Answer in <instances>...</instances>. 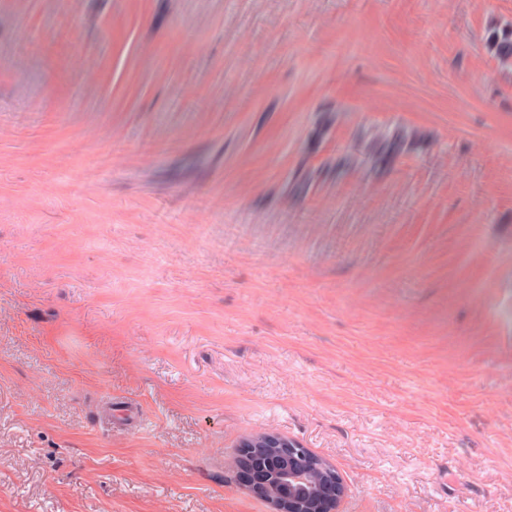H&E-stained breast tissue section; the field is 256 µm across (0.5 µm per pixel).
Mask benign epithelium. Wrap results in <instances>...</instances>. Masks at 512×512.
<instances>
[{
  "instance_id": "benign-epithelium-1",
  "label": "benign epithelium",
  "mask_w": 512,
  "mask_h": 512,
  "mask_svg": "<svg viewBox=\"0 0 512 512\" xmlns=\"http://www.w3.org/2000/svg\"><path fill=\"white\" fill-rule=\"evenodd\" d=\"M269 451L279 464L266 469L263 460ZM308 452L297 441L270 450L258 441L247 443L238 450L231 470L252 496L267 504L269 512H339L346 492L342 476L330 472L324 485L313 487L309 474L325 460Z\"/></svg>"
}]
</instances>
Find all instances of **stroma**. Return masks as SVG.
I'll return each mask as SVG.
<instances>
[{
  "instance_id": "obj_1",
  "label": "stroma",
  "mask_w": 512,
  "mask_h": 512,
  "mask_svg": "<svg viewBox=\"0 0 512 512\" xmlns=\"http://www.w3.org/2000/svg\"><path fill=\"white\" fill-rule=\"evenodd\" d=\"M512 0H0V512H512ZM290 441L274 448H265L258 441L243 445L231 467L236 479L252 496L264 501L269 512H339L346 492L342 476L337 470L332 473L327 469L324 485L313 487L309 474L317 464L335 467L299 442ZM268 451L275 453L280 462L266 469L263 460Z\"/></svg>"
}]
</instances>
